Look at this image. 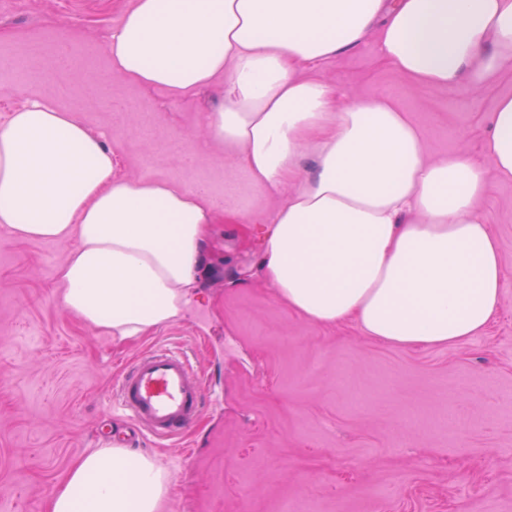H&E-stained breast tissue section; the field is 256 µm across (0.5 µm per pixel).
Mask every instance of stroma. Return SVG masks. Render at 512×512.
Segmentation results:
<instances>
[{
    "label": "stroma",
    "mask_w": 512,
    "mask_h": 512,
    "mask_svg": "<svg viewBox=\"0 0 512 512\" xmlns=\"http://www.w3.org/2000/svg\"><path fill=\"white\" fill-rule=\"evenodd\" d=\"M134 0H10L0 7V119L39 100L104 135L119 173L202 187L230 214L213 229L218 270L186 318L124 343L61 303L69 247L0 230V512H48L71 463L125 432L108 399L135 358L195 347L202 411L181 442L140 452L171 474L162 512H512V181L482 143L512 72L488 86H421L376 37L320 64L347 97L382 96L410 116L431 160L464 155L485 174L478 211L499 239L501 307L460 348L403 349L356 323L314 324L255 278L258 234L281 203L234 149L206 146L223 81L176 97L117 74L106 51Z\"/></svg>",
    "instance_id": "35a3bbf8"
}]
</instances>
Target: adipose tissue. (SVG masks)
Segmentation results:
<instances>
[{
	"label": "adipose tissue",
	"instance_id": "1",
	"mask_svg": "<svg viewBox=\"0 0 512 512\" xmlns=\"http://www.w3.org/2000/svg\"><path fill=\"white\" fill-rule=\"evenodd\" d=\"M372 33L385 62L424 86L512 71V0H136L108 52L124 78L177 96L223 78L206 141L239 148L281 199L254 269L279 299L404 349L460 347L501 299L499 241L477 214L483 172L465 156L429 160L396 104H335L309 72ZM483 151L512 180V98L497 102ZM218 220L198 190L118 175L111 148L71 113L32 101L0 123V227L69 244L62 305L113 341L185 317ZM170 489L150 456L95 448L49 512H161Z\"/></svg>",
	"mask_w": 512,
	"mask_h": 512
}]
</instances>
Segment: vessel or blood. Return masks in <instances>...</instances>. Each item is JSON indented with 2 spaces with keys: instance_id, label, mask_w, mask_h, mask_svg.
<instances>
[{
  "instance_id": "1",
  "label": "vessel or blood",
  "mask_w": 512,
  "mask_h": 512,
  "mask_svg": "<svg viewBox=\"0 0 512 512\" xmlns=\"http://www.w3.org/2000/svg\"><path fill=\"white\" fill-rule=\"evenodd\" d=\"M203 381L187 351L161 347L140 355L119 379L114 405L162 444L184 434L201 412Z\"/></svg>"
}]
</instances>
